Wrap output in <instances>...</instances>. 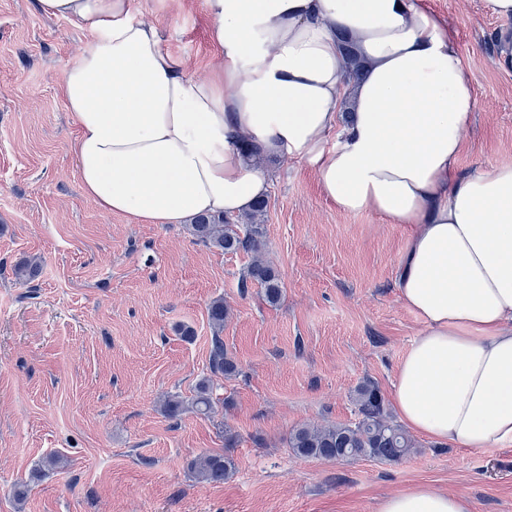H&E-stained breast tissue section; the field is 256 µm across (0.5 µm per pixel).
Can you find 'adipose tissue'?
Instances as JSON below:
<instances>
[{
  "label": "adipose tissue",
  "mask_w": 512,
  "mask_h": 512,
  "mask_svg": "<svg viewBox=\"0 0 512 512\" xmlns=\"http://www.w3.org/2000/svg\"><path fill=\"white\" fill-rule=\"evenodd\" d=\"M204 4L222 63L197 78L129 0H37L92 36L62 73L85 194L140 224L235 216L269 190L241 139L297 160L341 211L409 233L397 288L424 328L397 369L399 420L442 444L512 443V165L459 168L475 98L449 28L419 0ZM376 512L470 504L419 485Z\"/></svg>",
  "instance_id": "adipose-tissue-1"
}]
</instances>
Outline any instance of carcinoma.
Listing matches in <instances>:
<instances>
[{
	"instance_id": "1",
	"label": "carcinoma",
	"mask_w": 512,
	"mask_h": 512,
	"mask_svg": "<svg viewBox=\"0 0 512 512\" xmlns=\"http://www.w3.org/2000/svg\"><path fill=\"white\" fill-rule=\"evenodd\" d=\"M267 209V201L254 203L250 212L235 218L228 216H198L189 231L195 240L224 253H251L253 259L242 275L241 288L258 285L265 300L276 304L282 297L279 272L263 259L265 232L261 219ZM17 277L30 283L40 274V266L24 260L15 267ZM229 309L223 298L213 300L208 317L214 330L209 356V369L213 375L234 376L239 372L235 360L224 349L219 336ZM355 405L358 419L351 424H304L293 428L287 439L288 448L301 457L337 460L342 456L352 459L372 458L397 461L415 448L414 440L397 424L389 412L379 389L372 383L357 389ZM191 409L202 415L214 413L210 379L203 378L197 385ZM236 435L224 428V453L208 454L191 462L196 476L209 483H221L235 472L232 449L236 448Z\"/></svg>"
}]
</instances>
